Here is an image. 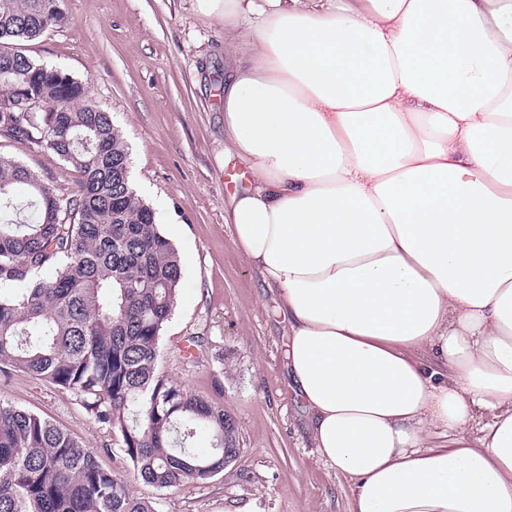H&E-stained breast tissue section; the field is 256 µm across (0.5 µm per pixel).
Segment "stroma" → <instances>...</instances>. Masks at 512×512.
<instances>
[{"mask_svg":"<svg viewBox=\"0 0 512 512\" xmlns=\"http://www.w3.org/2000/svg\"><path fill=\"white\" fill-rule=\"evenodd\" d=\"M68 20L28 42L82 80L121 131L138 195L184 261L159 342L162 371L236 420L237 462L205 481L158 489L131 479L106 427L69 393L0 371V401L49 418L93 449L157 512H348L349 481L318 462L285 361L287 325L224 224L234 166L224 158V19L194 0H66ZM0 156L78 195L82 178L52 153L0 141ZM194 353L185 356L184 343Z\"/></svg>","mask_w":512,"mask_h":512,"instance_id":"35a3bbf8","label":"stroma"}]
</instances>
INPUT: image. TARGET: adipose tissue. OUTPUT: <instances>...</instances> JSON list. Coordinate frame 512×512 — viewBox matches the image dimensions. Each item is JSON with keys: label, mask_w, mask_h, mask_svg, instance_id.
Returning a JSON list of instances; mask_svg holds the SVG:
<instances>
[{"label": "adipose tissue", "mask_w": 512, "mask_h": 512, "mask_svg": "<svg viewBox=\"0 0 512 512\" xmlns=\"http://www.w3.org/2000/svg\"><path fill=\"white\" fill-rule=\"evenodd\" d=\"M224 17V211L349 512H512V0Z\"/></svg>", "instance_id": "adipose-tissue-1"}]
</instances>
